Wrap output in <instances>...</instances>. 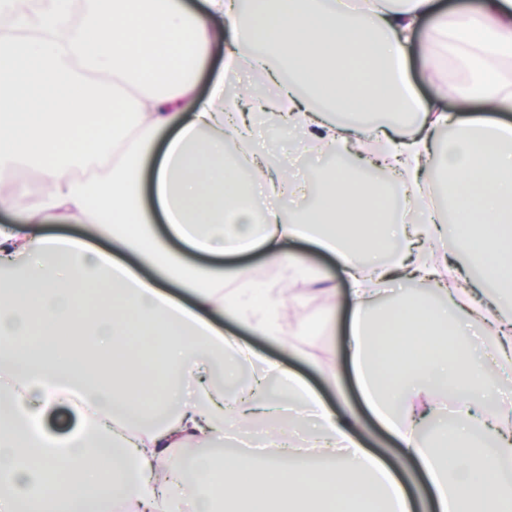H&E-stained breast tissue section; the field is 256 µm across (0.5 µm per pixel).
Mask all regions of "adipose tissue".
Here are the masks:
<instances>
[{
  "label": "adipose tissue",
  "mask_w": 512,
  "mask_h": 512,
  "mask_svg": "<svg viewBox=\"0 0 512 512\" xmlns=\"http://www.w3.org/2000/svg\"><path fill=\"white\" fill-rule=\"evenodd\" d=\"M61 31L67 67L133 88L143 117L117 161L82 178L45 176L36 205L12 186L20 164L0 172V210L18 213L0 225V512H90L95 500L122 512H512V402L477 407L490 384H512V0H373L361 11L339 0H82L80 23ZM221 39L224 67L199 94ZM415 45L436 78L430 101L408 78ZM243 65L277 86L280 123L300 147L339 161L317 173L311 206H297L300 185L253 147L244 112L261 104L226 83ZM445 95L453 111L435 106ZM476 104L485 116L471 115ZM245 144L250 155L230 158ZM377 170L407 207L420 209L441 179L454 196L399 222ZM261 186L274 204L255 206ZM58 223L87 225L111 252L44 232ZM448 231L462 264L441 245ZM298 240L336 258L325 315L349 310L347 360L398 442L397 470L364 448L354 406L331 409L217 325L228 316L280 342L283 289L221 259L257 250L287 271L304 264ZM385 283L396 290L384 307ZM452 322L492 336L482 361L449 339ZM44 324L64 336L69 360L31 342ZM242 363L249 384L227 391ZM273 378L284 401L262 396ZM443 398L455 424L424 443ZM287 401L311 418L307 445L334 455V471L299 466L279 424ZM59 406L75 409L64 438L46 426ZM259 418L274 428V455H172L223 442L227 421Z\"/></svg>",
  "instance_id": "1"
}]
</instances>
